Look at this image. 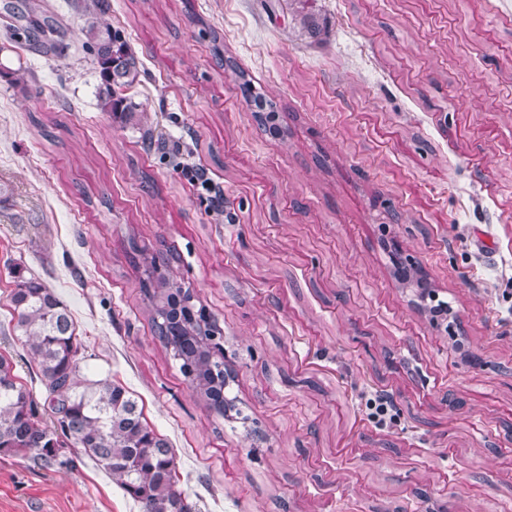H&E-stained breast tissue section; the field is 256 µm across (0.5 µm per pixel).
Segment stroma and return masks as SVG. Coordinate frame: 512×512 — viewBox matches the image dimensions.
<instances>
[{
	"mask_svg": "<svg viewBox=\"0 0 512 512\" xmlns=\"http://www.w3.org/2000/svg\"><path fill=\"white\" fill-rule=\"evenodd\" d=\"M4 2L0 358L38 418L20 277L70 314L82 373L169 441L196 512H512V0H316L315 39L294 0H107L99 26L139 61L118 90L131 122L100 107L85 0H36L64 31L54 54ZM133 242L221 328L223 417L154 334ZM396 242L426 287L397 277ZM431 294L462 337L423 311ZM376 392L395 406L382 426ZM0 512L141 508L70 447L49 468L0 452ZM182 172L188 182L200 191V198L206 202L215 203L224 198L222 190L207 177L205 171L201 168L186 164L183 165Z\"/></svg>",
	"mask_w": 512,
	"mask_h": 512,
	"instance_id": "35a3bbf8",
	"label": "stroma"
}]
</instances>
